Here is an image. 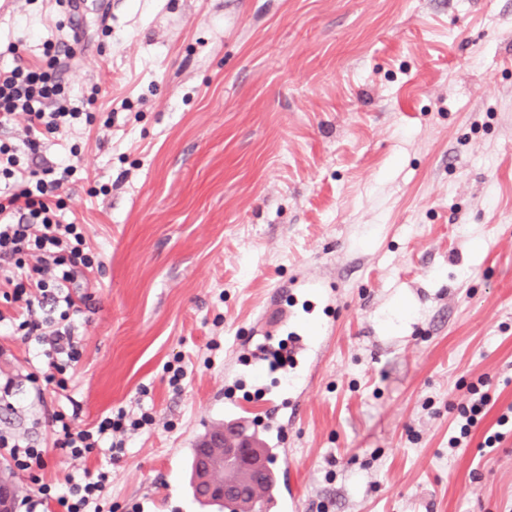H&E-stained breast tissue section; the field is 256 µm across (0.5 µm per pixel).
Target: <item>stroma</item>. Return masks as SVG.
<instances>
[{"mask_svg": "<svg viewBox=\"0 0 512 512\" xmlns=\"http://www.w3.org/2000/svg\"><path fill=\"white\" fill-rule=\"evenodd\" d=\"M62 62L93 126L63 194L104 266L67 393L92 425L152 409L118 463L72 461L0 408V432L48 450L45 481L111 471L102 508L153 497L201 512L186 458L224 419L239 337L275 330L268 294L303 275L340 290L303 414L288 427L298 512H512V0H107ZM56 0L0 14V66L44 57ZM16 54H9L8 44ZM182 355L173 390L165 362ZM490 410L468 447L448 435L469 387Z\"/></svg>", "mask_w": 512, "mask_h": 512, "instance_id": "1", "label": "stroma"}]
</instances>
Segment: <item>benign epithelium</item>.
<instances>
[{"instance_id":"1","label":"benign epithelium","mask_w":512,"mask_h":512,"mask_svg":"<svg viewBox=\"0 0 512 512\" xmlns=\"http://www.w3.org/2000/svg\"><path fill=\"white\" fill-rule=\"evenodd\" d=\"M203 447L217 449L216 456L222 462L224 474L222 481H211L212 456H203L195 481L207 494L225 497L241 491L246 485L252 489L261 482L264 462L261 457L249 452L253 444L237 431L223 429L205 440Z\"/></svg>"}]
</instances>
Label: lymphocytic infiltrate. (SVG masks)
<instances>
[{"mask_svg":"<svg viewBox=\"0 0 512 512\" xmlns=\"http://www.w3.org/2000/svg\"><path fill=\"white\" fill-rule=\"evenodd\" d=\"M47 64L17 62L0 69V126L17 119L26 122L21 146L0 145V175L10 180L9 191H0V299L15 303L17 310L0 312V336H19L30 342L34 353L25 375L27 392L42 408L54 448L66 451L72 460L86 458L100 443H108L112 459L124 451L121 433L152 425L149 411L133 415L125 409L107 412L90 427L77 425L78 410L48 407L47 390H67L69 372L82 359V346L74 334V321L92 310V296L85 287L99 254L86 245L81 225L65 221L60 193L78 170V158L57 165L35 162L50 135L61 128L91 126L92 113L81 100L66 91L60 64L74 57L73 42L53 43ZM490 399L478 386H471L458 407L459 419L449 438V449L466 447L473 428L489 412ZM0 449L10 457L15 471L33 473L45 466L46 449L18 436L0 435ZM108 473L64 485L39 484L28 500L26 512H49L58 505L62 512H89L98 502Z\"/></svg>","mask_w":512,"mask_h":512,"instance_id":"lymphocytic-infiltrate-1","label":"lymphocytic infiltrate"}]
</instances>
